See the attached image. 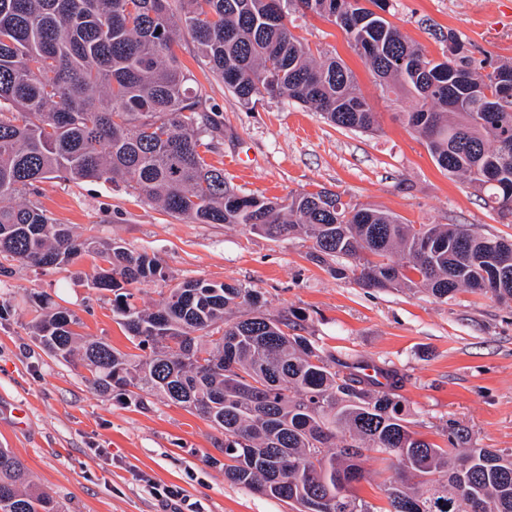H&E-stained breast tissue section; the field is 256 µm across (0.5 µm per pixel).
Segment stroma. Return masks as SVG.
Listing matches in <instances>:
<instances>
[{
	"label": "stroma",
	"instance_id": "1",
	"mask_svg": "<svg viewBox=\"0 0 512 512\" xmlns=\"http://www.w3.org/2000/svg\"><path fill=\"white\" fill-rule=\"evenodd\" d=\"M388 19L429 58H442L453 33L475 60L512 62V0H392ZM291 20L296 35L353 71L376 128H341L282 98L244 107L183 37L178 56L191 86L223 125L207 160L234 189L283 200L324 188L406 224H464L479 235L512 238V220L442 172L407 127L412 96L384 94L334 24L299 12ZM35 200L79 237L158 260L165 276L136 290L139 308L155 309L183 281L240 284L261 295L266 313H300L305 335L325 353L397 369L399 394L424 438L445 444L444 430L455 422L469 430L474 447L512 449V302L465 290L441 303L404 288H361L312 261L308 239L196 224L121 184L47 179ZM93 264L89 256L61 268L0 258V303L7 307L0 316V448L22 460L63 512H293L225 480L224 436L208 422L160 395L122 403L101 394L81 366L58 361L34 339L27 300L43 293L66 300L79 333L134 352L112 313V293L87 280ZM166 487L179 489L181 499L166 498Z\"/></svg>",
	"mask_w": 512,
	"mask_h": 512
}]
</instances>
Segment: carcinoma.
<instances>
[{"mask_svg":"<svg viewBox=\"0 0 512 512\" xmlns=\"http://www.w3.org/2000/svg\"><path fill=\"white\" fill-rule=\"evenodd\" d=\"M0 0V257L38 268L97 255L92 287L138 354L86 340L70 308L29 296L34 338L79 362L84 380L119 401L160 393L224 432V477L297 512H512V451L470 446L448 424L447 446L413 430L394 368L336 364L299 333L300 317H272L237 284H175L153 311L129 286L162 275L158 260L79 238L23 195L47 178L122 184L197 224H244L270 238L302 235L311 259L362 288H421L446 302L466 289L512 301V240L462 224H404L326 190L288 204L239 194L208 163L221 124L192 91L178 30L245 105L288 98L338 127L369 131L376 112L344 62L296 36L288 7L338 26L382 90L415 100L408 125L438 167L512 214V65L478 71L454 35L451 55L425 57L388 21L390 0ZM346 259V264L339 259ZM220 337H214V334ZM395 476L379 509L355 493L364 451ZM0 512H62L24 463L0 448Z\"/></svg>","mask_w":512,"mask_h":512,"instance_id":"carcinoma-1","label":"carcinoma"}]
</instances>
